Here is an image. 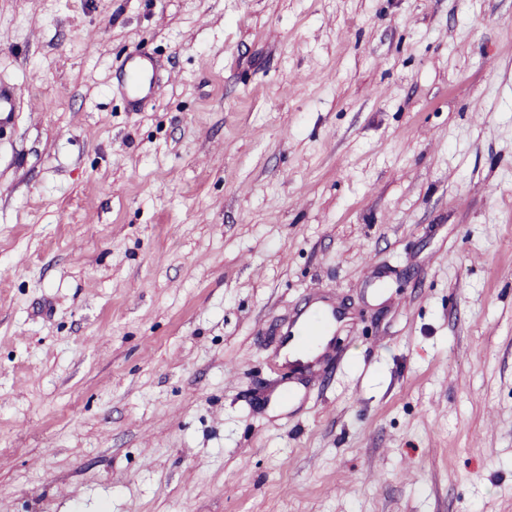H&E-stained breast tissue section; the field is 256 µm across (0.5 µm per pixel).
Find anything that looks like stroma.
I'll list each match as a JSON object with an SVG mask.
<instances>
[{
  "label": "stroma",
  "instance_id": "stroma-1",
  "mask_svg": "<svg viewBox=\"0 0 512 512\" xmlns=\"http://www.w3.org/2000/svg\"><path fill=\"white\" fill-rule=\"evenodd\" d=\"M0 83V512H512V0H0ZM122 70L125 79L121 80V88L132 103H137L153 90L156 82V78L153 81V64L145 55L132 52L125 60ZM330 338L331 336L329 335L328 331L327 335L323 336L318 344L309 350H302L297 345H293L289 348L287 345L282 349L279 356V361L284 362L289 360L295 362L300 360L302 362H306L311 360L322 352Z\"/></svg>",
  "mask_w": 512,
  "mask_h": 512
}]
</instances>
